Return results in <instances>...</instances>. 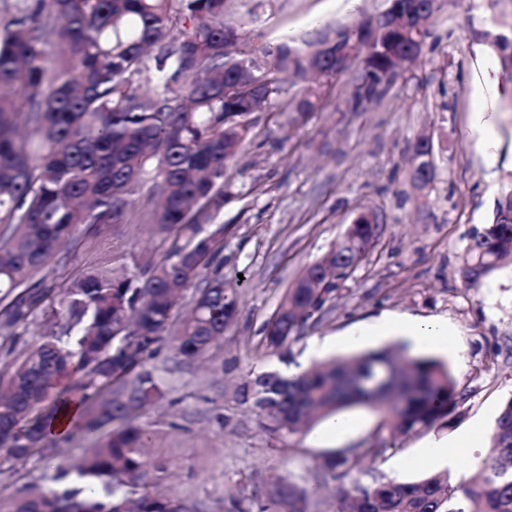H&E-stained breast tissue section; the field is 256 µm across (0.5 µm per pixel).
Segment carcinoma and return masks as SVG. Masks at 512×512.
<instances>
[{"label": "carcinoma", "instance_id": "carcinoma-1", "mask_svg": "<svg viewBox=\"0 0 512 512\" xmlns=\"http://www.w3.org/2000/svg\"><path fill=\"white\" fill-rule=\"evenodd\" d=\"M232 0H23L0 19V326L40 313L38 339L10 365L0 392V452L22 460L47 446L45 430L63 399L82 406L77 432L93 435L121 421L75 466L61 464L6 512H201L194 500L157 487L168 462L156 432L133 423L162 399L149 360L166 342L186 359L204 355L236 320L238 294L224 287V175L247 141L252 114L265 109L276 74L297 89V117L314 111L325 89L364 55L361 83L347 101L356 112L378 102L422 55L439 17L457 0H388L387 15L336 22L300 39L270 44L244 34ZM478 37L512 83V36L490 26ZM347 52L336 67V51ZM433 145L418 140L410 160ZM159 231L188 237L173 260L116 273L95 269L60 293L46 280L81 234L133 215ZM208 225L203 230L202 225ZM349 245L309 265L288 288L266 328V347L284 354L298 328L321 318L340 282L367 256L378 232L352 224ZM512 264V188L495 200L490 223L463 254L466 286ZM196 289L190 312L173 325L174 306ZM274 431L299 433L310 420L362 406L380 428L404 436L448 419L462 400L448 367L381 347L293 375L247 374L236 388ZM45 413L34 423L39 406ZM468 481L435 474L363 484L364 465L387 452L381 435L328 453L323 481L336 482V512H512V398ZM316 512L304 484L271 482L261 495L241 489L224 512Z\"/></svg>", "mask_w": 512, "mask_h": 512}]
</instances>
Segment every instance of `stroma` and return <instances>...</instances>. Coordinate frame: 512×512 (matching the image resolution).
Listing matches in <instances>:
<instances>
[{
    "instance_id": "obj_1",
    "label": "stroma",
    "mask_w": 512,
    "mask_h": 512,
    "mask_svg": "<svg viewBox=\"0 0 512 512\" xmlns=\"http://www.w3.org/2000/svg\"><path fill=\"white\" fill-rule=\"evenodd\" d=\"M385 0H239L236 21L268 42L301 37L316 24L356 21L385 9ZM495 26L512 31V0H474L473 8L441 17L434 48L406 66L381 104L350 112L346 101L362 69L354 64L328 91L321 108L292 122L288 92L254 115L249 140L226 172L230 192L220 222L225 227L224 279L238 285L235 323L198 360L168 346L150 361L166 389L164 399L139 413L138 424L158 436L167 459L171 493L198 501L205 512H224V495L238 488L263 492L289 476L317 484L322 455L374 434L379 417L352 408L351 432L331 436L325 421L289 436L262 426L236 400L248 372H289L332 357L388 345L381 319H437L454 339L447 363L463 398L447 424L397 436L384 456L367 463L362 482L413 481L433 474L420 457L429 442H456L478 434L469 454L486 453L501 406L512 399V265L466 287L462 256L473 229L485 227L494 202L512 188V92L505 90L497 57L472 36ZM496 103V135L482 138L471 125L486 100ZM429 136L436 177L418 189L408 156ZM374 211L381 221L367 258L341 285L319 321L303 324L287 357L265 347V324L299 274L341 240L356 213ZM177 244L175 234L145 224H104L78 239L48 281L61 290L95 268L122 270L157 263ZM38 319L0 333V379L32 344ZM107 430L83 439L69 433L55 447L22 461L0 459V505L31 484L50 488L60 463L80 459Z\"/></svg>"
}]
</instances>
